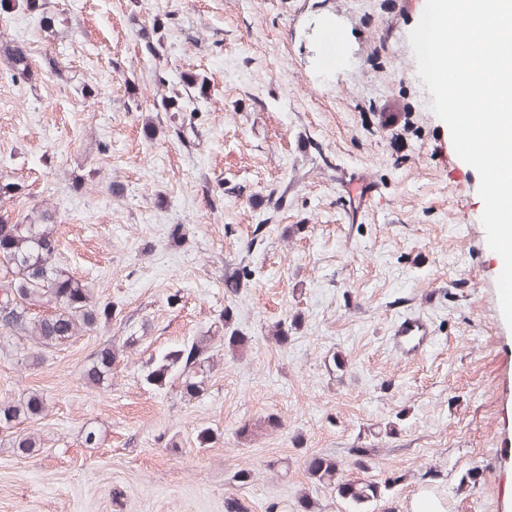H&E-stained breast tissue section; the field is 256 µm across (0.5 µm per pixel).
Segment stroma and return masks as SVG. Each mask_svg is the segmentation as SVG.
I'll use <instances>...</instances> for the list:
<instances>
[{"mask_svg":"<svg viewBox=\"0 0 512 512\" xmlns=\"http://www.w3.org/2000/svg\"><path fill=\"white\" fill-rule=\"evenodd\" d=\"M425 3L49 0L71 19L56 32L0 13V42L33 71L0 57V184L15 186L0 221L51 211L60 265L112 307L40 364L0 352V400H46L0 430V512H224L229 497L299 512L305 495L321 512H413L422 494L512 512V328L479 175L417 74ZM174 91L175 122L156 109ZM409 313L434 329L416 359L389 342ZM228 329L245 348L225 350ZM133 331L111 381L88 383L94 353ZM197 338L213 357L199 397L143 385L156 355ZM315 454L388 495L338 497L309 478ZM1 54L10 60L12 67L19 75L27 76L30 74L31 62L26 50H23L16 45L1 43L0 55Z\"/></svg>","mask_w":512,"mask_h":512,"instance_id":"1","label":"stroma"}]
</instances>
